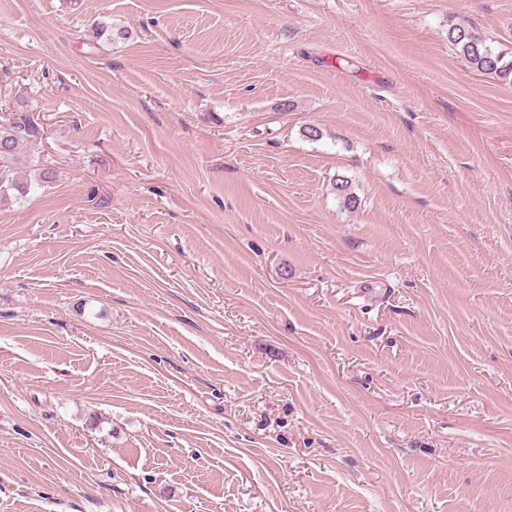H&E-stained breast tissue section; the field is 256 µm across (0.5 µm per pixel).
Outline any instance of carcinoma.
<instances>
[{
    "instance_id": "cac0c4a2",
    "label": "carcinoma",
    "mask_w": 512,
    "mask_h": 512,
    "mask_svg": "<svg viewBox=\"0 0 512 512\" xmlns=\"http://www.w3.org/2000/svg\"><path fill=\"white\" fill-rule=\"evenodd\" d=\"M448 43L472 70L512 84V60L507 59L506 53L488 45L486 40L469 26L464 24L450 26ZM37 135V127L27 118L19 122L14 121L7 126L0 125V201L8 200L9 192L12 190L24 197L38 192L43 188V184L52 181L53 171L50 168L39 169L38 174L25 183H19L14 179L12 164L18 161L20 143ZM333 189L344 205H356L357 199L346 178L337 177L333 183Z\"/></svg>"
}]
</instances>
